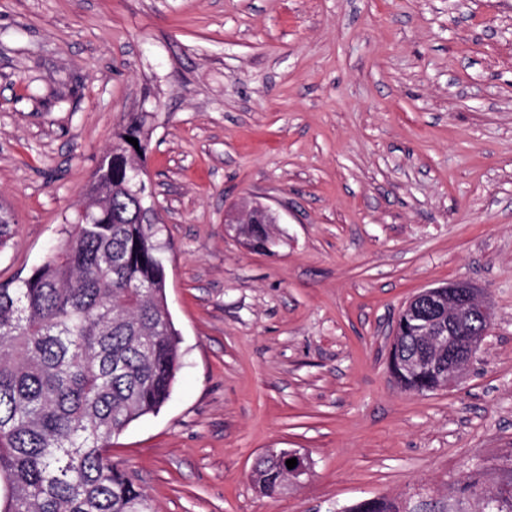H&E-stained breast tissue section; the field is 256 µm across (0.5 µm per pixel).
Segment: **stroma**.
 I'll list each match as a JSON object with an SVG mask.
<instances>
[{
	"instance_id": "stroma-1",
	"label": "stroma",
	"mask_w": 512,
	"mask_h": 512,
	"mask_svg": "<svg viewBox=\"0 0 512 512\" xmlns=\"http://www.w3.org/2000/svg\"><path fill=\"white\" fill-rule=\"evenodd\" d=\"M130 113L182 366L112 458L154 512H482L512 475V0H0V281ZM256 200L268 253L225 222ZM457 281L492 309L477 361L406 391L398 313ZM273 448L312 473L266 496ZM285 464L287 475L298 481L301 476L308 475L310 464L308 458L301 454L298 450L283 448L278 450ZM296 458L297 465L293 469H288L286 460ZM284 464L272 457L261 455L257 458L253 471L252 481L259 488V490L266 495H273L280 492L287 480L284 471Z\"/></svg>"
}]
</instances>
